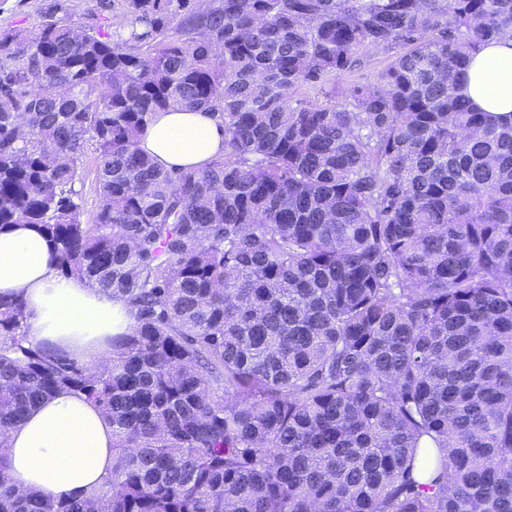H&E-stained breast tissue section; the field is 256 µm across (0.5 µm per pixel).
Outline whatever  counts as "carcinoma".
<instances>
[{
    "label": "carcinoma",
    "instance_id": "carcinoma-1",
    "mask_svg": "<svg viewBox=\"0 0 512 512\" xmlns=\"http://www.w3.org/2000/svg\"><path fill=\"white\" fill-rule=\"evenodd\" d=\"M123 2L121 32L0 30V230L135 317L97 371L0 298V436L61 389L112 425L104 487L1 461L0 512H512V123L459 93L512 0ZM170 109L218 114L224 155L162 168ZM390 60V53L383 51H370L361 67L352 71L343 73L336 82L337 91L336 102L346 104L352 101L348 96V89L354 85H365L370 82L375 71L383 68Z\"/></svg>",
    "mask_w": 512,
    "mask_h": 512
}]
</instances>
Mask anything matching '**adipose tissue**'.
<instances>
[{"label": "adipose tissue", "mask_w": 512, "mask_h": 512, "mask_svg": "<svg viewBox=\"0 0 512 512\" xmlns=\"http://www.w3.org/2000/svg\"><path fill=\"white\" fill-rule=\"evenodd\" d=\"M462 86L482 110L512 114V37L488 42ZM140 147L165 168L203 170L224 153V123L208 112H158ZM0 294L23 298L36 344L78 361L106 363L113 337L129 334L135 323L124 302L61 275L51 243L29 225L0 231ZM0 457L13 484L80 498L112 472V427L83 396L62 390L0 438Z\"/></svg>", "instance_id": "1"}]
</instances>
